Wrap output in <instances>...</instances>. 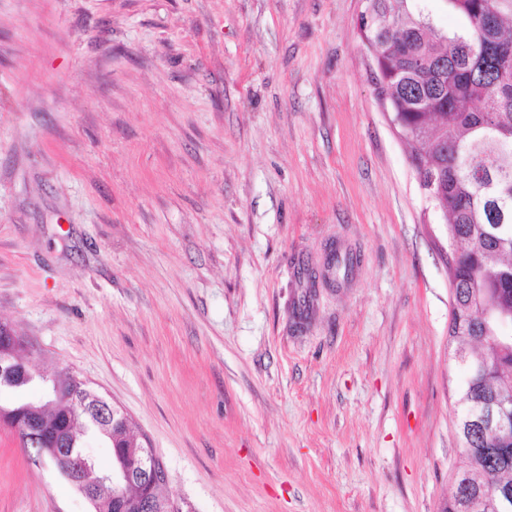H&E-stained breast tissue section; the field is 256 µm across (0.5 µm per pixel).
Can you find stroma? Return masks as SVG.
<instances>
[{
	"label": "stroma",
	"instance_id": "obj_1",
	"mask_svg": "<svg viewBox=\"0 0 512 512\" xmlns=\"http://www.w3.org/2000/svg\"><path fill=\"white\" fill-rule=\"evenodd\" d=\"M363 0H0V322L183 512H442L451 243ZM352 260L335 286L304 266ZM0 512H90L0 424Z\"/></svg>",
	"mask_w": 512,
	"mask_h": 512
}]
</instances>
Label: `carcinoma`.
Here are the masks:
<instances>
[{
  "label": "carcinoma",
  "mask_w": 512,
  "mask_h": 512,
  "mask_svg": "<svg viewBox=\"0 0 512 512\" xmlns=\"http://www.w3.org/2000/svg\"><path fill=\"white\" fill-rule=\"evenodd\" d=\"M407 0H375L365 25L364 43L375 64V90L397 121L410 147L417 178L436 179L432 201L443 213L448 232L458 238L448 276L455 285L448 334L465 351L468 374L458 393L457 435L462 452L457 477L469 481L480 508L453 502L450 512H512V445L493 447L492 431L465 433L472 413L483 404L512 392V247L497 240L512 238V0H447L448 11L465 25L438 33L429 18ZM496 298L508 321L485 334L475 300ZM50 383L45 396L0 407V414L27 415L33 409L46 430L64 427L62 443L50 445L45 462L58 469L80 456L90 465L88 479L97 484L90 512H114L124 497L125 512H140L136 489L112 482V469L141 439L127 418L99 419L100 394L80 378L64 389ZM108 442L112 467L101 468L84 451V437Z\"/></svg>",
  "instance_id": "cac0c4a2"
}]
</instances>
